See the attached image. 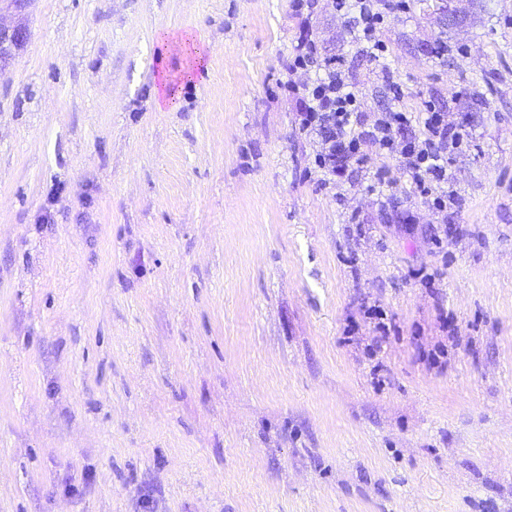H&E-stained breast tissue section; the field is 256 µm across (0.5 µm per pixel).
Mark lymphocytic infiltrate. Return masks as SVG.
Returning <instances> with one entry per match:
<instances>
[{
	"label": "lymphocytic infiltrate",
	"instance_id": "lymphocytic-infiltrate-1",
	"mask_svg": "<svg viewBox=\"0 0 512 512\" xmlns=\"http://www.w3.org/2000/svg\"><path fill=\"white\" fill-rule=\"evenodd\" d=\"M335 10L352 14L353 39L372 59H380L385 47L376 38L378 27L388 15L405 13L410 0H334ZM285 69L317 71V78L303 85L298 94V121L301 131L320 140L315 156L317 166L341 181L353 171L367 167V147L377 154L398 157L415 188L432 196L436 208H446L444 196L434 195L432 186L447 178L448 154L464 141V125L448 124L443 113L427 107L420 116V134H408L412 114L385 112L372 125H365L358 110V94L343 70L342 57L321 56L315 38L305 33L297 39Z\"/></svg>",
	"mask_w": 512,
	"mask_h": 512
}]
</instances>
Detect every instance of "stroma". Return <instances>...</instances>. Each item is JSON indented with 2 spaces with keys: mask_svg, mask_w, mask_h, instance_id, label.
<instances>
[{
  "mask_svg": "<svg viewBox=\"0 0 512 512\" xmlns=\"http://www.w3.org/2000/svg\"><path fill=\"white\" fill-rule=\"evenodd\" d=\"M321 6L32 0L0 71V512H512V0L390 16L397 96ZM307 26L365 122L465 123L446 209L377 155L327 182L282 88ZM160 40L172 42L180 47L186 59L182 72L190 73L193 68L200 67L204 63V52L190 34L164 31L160 34Z\"/></svg>",
  "mask_w": 512,
  "mask_h": 512,
  "instance_id": "stroma-1",
  "label": "stroma"
}]
</instances>
